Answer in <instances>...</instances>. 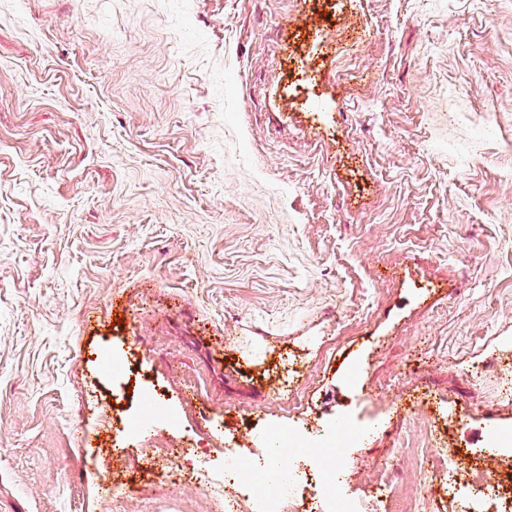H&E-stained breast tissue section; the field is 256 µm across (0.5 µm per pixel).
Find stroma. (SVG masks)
<instances>
[{
	"mask_svg": "<svg viewBox=\"0 0 512 512\" xmlns=\"http://www.w3.org/2000/svg\"><path fill=\"white\" fill-rule=\"evenodd\" d=\"M509 140L512 0H0V512H224L112 460L185 432L219 471L351 420L360 501L434 429L487 450ZM445 472L416 512H462Z\"/></svg>",
	"mask_w": 512,
	"mask_h": 512,
	"instance_id": "stroma-1",
	"label": "stroma"
}]
</instances>
